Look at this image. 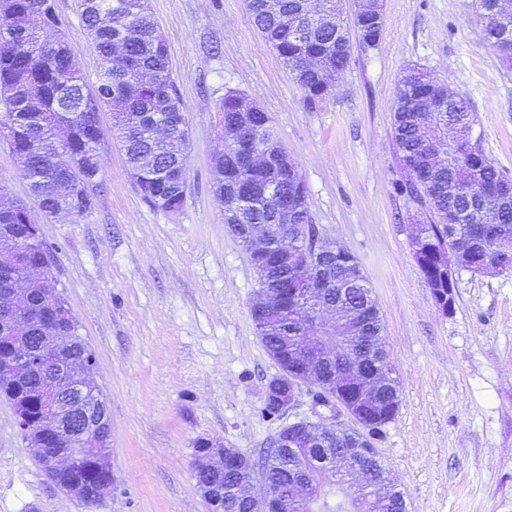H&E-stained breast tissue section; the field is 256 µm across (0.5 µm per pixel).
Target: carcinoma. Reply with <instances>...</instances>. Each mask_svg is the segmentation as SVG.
Instances as JSON below:
<instances>
[{"label":"carcinoma","mask_w":512,"mask_h":512,"mask_svg":"<svg viewBox=\"0 0 512 512\" xmlns=\"http://www.w3.org/2000/svg\"><path fill=\"white\" fill-rule=\"evenodd\" d=\"M81 23L91 38L101 61L94 89L89 93L80 70L73 64L65 37L44 38L42 27H58L53 0H0V28L6 26L14 34L9 42L0 41V121L9 123L6 142L13 156L21 160L22 177L30 196L37 203L43 219L48 220L65 208L82 215L94 207V192L103 185L95 148L101 144L103 131L98 115L104 109L112 112L111 137L124 153L130 173L143 198L151 205L160 201L165 210L176 211L184 203V192L178 188L169 166L187 165L188 130L177 123H186L183 103L175 88L169 65L167 44L151 18L147 0H80ZM251 19L276 53L288 61V70L311 100L326 96L320 82L298 72L310 58L328 55L329 63L345 70L351 55V35L365 41L377 34L368 18H353L345 29L347 48L341 53L335 46V24L325 22L301 35L283 24L281 16L304 24L300 19L299 0H245ZM487 42L498 52L502 62L512 66V51L502 48L499 30L486 33ZM125 41V63L112 66V53L119 41ZM409 85L399 81L393 103V129L399 161L407 179L404 190L420 206L425 220L415 224L414 260L425 279L435 278V254L467 240L471 232L480 233L478 255L494 257L512 247V200L489 205L486 194L504 174L482 151L460 153L455 141L472 135L475 124L468 102L461 97L448 100V111L454 113L458 126L448 128V115L435 112L424 125L412 111L416 100L428 99L438 90V82L418 67ZM237 91L230 90L221 98L218 123L226 134L274 140L270 123L255 116L245 122L236 109ZM442 145L448 166L435 172L426 168L431 143ZM242 179L237 190L252 202L246 215L248 224H270L272 215L259 203L262 187L279 176L273 162L258 153L241 163ZM464 184L470 194L451 197L448 186ZM281 189L299 200L301 225H279L280 235L301 261H318L307 244L315 233L310 223L307 191L302 179L290 177L279 181ZM35 220L27 206L15 203L0 208V292L14 287L26 275L28 267L49 259L48 250L39 233L33 230ZM269 286L280 291L288 281L289 268L283 254L274 251L261 262ZM336 273L368 282L357 259L336 251ZM50 280L34 287L28 312L38 316L43 310L44 288H55ZM353 301L358 308L361 328L352 322L336 325L335 335L341 337L339 347H347L362 337L377 342L383 325L371 289L361 288ZM287 314L272 324L261 342L269 356L284 363L313 335L308 310L297 302L285 303ZM8 345L0 346V396L10 403L18 397L36 392L38 375L22 378L5 374L13 372L9 364ZM367 362L383 377L377 403L392 405L399 399L392 366L384 356L369 357ZM285 388L273 389L266 384L262 412L272 419H281V403ZM261 478L282 489L272 512H352L340 489L326 484L314 467L302 471L292 452L286 448H268L255 461ZM246 469L234 464L224 471L207 475L213 483L224 487V495L208 501L209 512H251L250 502L238 498L236 484L247 478ZM307 478L310 492L305 497L295 493L299 479ZM367 512H400L398 500L377 497L368 501Z\"/></svg>","instance_id":"cac0c4a2"}]
</instances>
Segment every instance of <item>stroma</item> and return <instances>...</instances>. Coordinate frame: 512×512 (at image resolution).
<instances>
[{
  "label": "stroma",
  "mask_w": 512,
  "mask_h": 512,
  "mask_svg": "<svg viewBox=\"0 0 512 512\" xmlns=\"http://www.w3.org/2000/svg\"><path fill=\"white\" fill-rule=\"evenodd\" d=\"M472 3L382 0L377 46L354 43L334 89L312 101L243 0H148L189 126L184 205L146 203L107 140L94 208L38 223L96 358L112 493L94 504L66 494L0 399V512H209L194 479L197 441L254 457L279 430L261 412L277 366L250 313L256 274L213 193L216 106L230 90L268 114L321 240L356 256L368 278L400 393L376 446L407 512H512V269L458 272L453 310L439 311L413 258L416 207L393 135L398 81L419 67L467 99L480 149L512 178V70ZM54 5L78 68L95 82L100 59L77 0Z\"/></svg>",
  "instance_id": "35a3bbf8"
}]
</instances>
